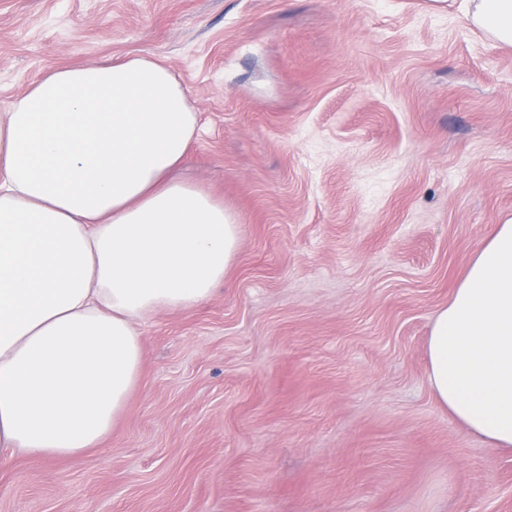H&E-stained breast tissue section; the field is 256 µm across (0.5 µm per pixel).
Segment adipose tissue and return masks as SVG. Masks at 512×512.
I'll return each mask as SVG.
<instances>
[{
    "label": "adipose tissue",
    "mask_w": 512,
    "mask_h": 512,
    "mask_svg": "<svg viewBox=\"0 0 512 512\" xmlns=\"http://www.w3.org/2000/svg\"><path fill=\"white\" fill-rule=\"evenodd\" d=\"M465 12L512 47V0ZM198 131L185 88L147 56L51 70L0 112V464L99 446L139 378L135 320L223 281L235 220L169 177ZM428 356L441 405L512 451V218L437 312Z\"/></svg>",
    "instance_id": "1"
}]
</instances>
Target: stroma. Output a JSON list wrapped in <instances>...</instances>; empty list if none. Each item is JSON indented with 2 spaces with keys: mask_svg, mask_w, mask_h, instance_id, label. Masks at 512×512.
Returning <instances> with one entry per match:
<instances>
[{
  "mask_svg": "<svg viewBox=\"0 0 512 512\" xmlns=\"http://www.w3.org/2000/svg\"><path fill=\"white\" fill-rule=\"evenodd\" d=\"M146 55L235 216L205 301L145 316L108 438L0 466V512H512V454L434 397L428 337L512 218V49L460 0H0V111Z\"/></svg>",
  "mask_w": 512,
  "mask_h": 512,
  "instance_id": "35a3bbf8",
  "label": "stroma"
}]
</instances>
